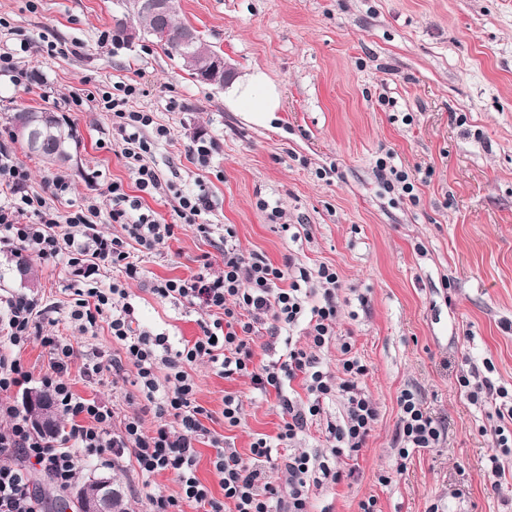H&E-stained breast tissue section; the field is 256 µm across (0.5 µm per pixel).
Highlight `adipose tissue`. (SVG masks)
<instances>
[{"mask_svg":"<svg viewBox=\"0 0 512 512\" xmlns=\"http://www.w3.org/2000/svg\"><path fill=\"white\" fill-rule=\"evenodd\" d=\"M230 107L244 112L259 125L272 119L281 109V93L262 69L256 68L238 80L227 98Z\"/></svg>","mask_w":512,"mask_h":512,"instance_id":"adipose-tissue-1","label":"adipose tissue"}]
</instances>
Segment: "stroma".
I'll return each instance as SVG.
<instances>
[{
  "label": "stroma",
  "mask_w": 512,
  "mask_h": 512,
  "mask_svg": "<svg viewBox=\"0 0 512 512\" xmlns=\"http://www.w3.org/2000/svg\"><path fill=\"white\" fill-rule=\"evenodd\" d=\"M0 47L28 38L21 59L31 89L0 75V139L18 108L53 110L73 128L72 159L55 166L14 149L31 171L30 192L48 195L65 172L70 189L60 211L96 201L108 209L114 181L135 193L112 138V115L96 98L113 83L137 81L132 106L167 128L149 161L184 191L205 182L204 220L232 225L244 252L276 265H327L343 285L336 338L318 351L338 372L340 345L351 342L368 368L367 391L378 420L365 448L336 462L351 479L312 492L315 512H358L376 499L379 512H512V447L498 448L488 429L494 406L471 404L461 376L478 371L512 393V0H180L179 22L220 50L235 76L265 70L282 107L265 125L227 106V87L196 81L182 60L145 35L123 0H0ZM216 140L208 167L189 149ZM393 153L414 174L413 197L386 191L376 161ZM279 207L272 220L270 207ZM294 225L297 239L281 232ZM192 230L141 254L135 281L101 272L100 287L124 283L140 329L172 345L199 336L205 308L156 297L155 280L186 278L213 253ZM19 275L0 252V300L44 298V332L80 349L119 350L107 326L82 335L71 326L76 282L66 261L33 259ZM206 425L248 455L255 435L276 436L275 396H257L249 378L224 379L194 366ZM67 378L73 391L117 415L136 411V387L88 379L81 362ZM416 388L447 432L443 447L413 455L397 474V397ZM241 406L237 426L224 423V397ZM499 473H492L490 456ZM391 476L381 484V476ZM111 478L127 512H148L149 493L178 495L171 475L143 485L134 462L89 461L83 480Z\"/></svg>",
  "instance_id": "stroma-1"
}]
</instances>
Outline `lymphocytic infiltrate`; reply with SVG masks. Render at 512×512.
Returning a JSON list of instances; mask_svg holds the SVG:
<instances>
[{"label": "lymphocytic infiltrate", "instance_id": "f902f5d3", "mask_svg": "<svg viewBox=\"0 0 512 512\" xmlns=\"http://www.w3.org/2000/svg\"><path fill=\"white\" fill-rule=\"evenodd\" d=\"M138 91L136 83L118 82L98 101L99 107L112 115V136L122 147L139 191L133 197L122 183L107 187L110 210L106 213L111 223L121 225L122 234L108 236L100 230L97 219L103 212L98 205L63 213L51 204V197L69 190L64 175L51 178V197L29 192L28 168L8 142H0V251H24L43 260L64 259L81 268L86 283L73 291L70 317L82 333L106 323L122 350L121 355L109 359L95 351L78 352L70 342L44 335L39 318L45 308L39 298L21 294L8 299L6 322L1 326L6 343L0 348V394H10L31 382L32 374L22 363L20 352L31 339H39L48 353V368L40 384L71 427L68 433L49 438L30 426L28 417L14 406L0 404V415L9 419L8 426L0 429V512H45L44 498L31 482L32 473L47 475L58 489L65 490L79 480L86 461L104 457L134 459L147 481L162 472L173 475L179 496L149 495L150 512H183L186 503L202 512H310L312 489L342 480L337 457L360 452L378 416L364 383L368 368L350 343L341 345V378L323 370L316 358L317 350L335 337L339 277L325 265L311 269L289 262L278 267L260 254L244 253L228 227L216 244L223 272L214 273L205 255L192 276L164 279L152 288L160 298L206 308L209 318L201 322L200 336L175 348L164 334L151 335L137 328L135 309L127 302L125 289L99 288L96 276L100 270L112 268L128 279L140 278L139 254L152 252L175 235V225L161 223L140 199L144 193L168 194L174 186L162 181L148 161L155 142L169 140L170 132L154 127L151 113L133 109L131 102ZM150 127L155 130L151 137L146 134ZM316 290L321 300L313 305L309 298ZM263 325L274 332L303 326L307 343L290 346L286 358L255 362V338ZM78 357L91 378L108 370L118 376L126 367H133L134 384L148 410L158 417V425L145 430L140 413L119 420L102 402L75 394L66 374ZM199 362L210 364L217 375L227 379L249 377L258 395L275 396L282 420L276 438L256 437L246 457L226 447L223 437L202 422L207 411L197 402L198 384L191 373ZM297 378L310 396L304 406L284 392L285 383ZM508 395L505 388L486 378L469 393L472 402L494 404L499 423L492 434L501 448L512 444V430L507 427L512 421ZM335 397L343 400L345 416L342 423L327 424L322 453L275 455L276 445L293 444L322 414L324 402ZM398 406L400 459H408L420 449L438 447L442 426L419 394L402 390ZM204 440L215 450L212 464L224 491L220 499L196 475V445ZM274 470L286 474L287 491L273 483L270 473Z\"/></svg>", "mask_w": 512, "mask_h": 512}]
</instances>
